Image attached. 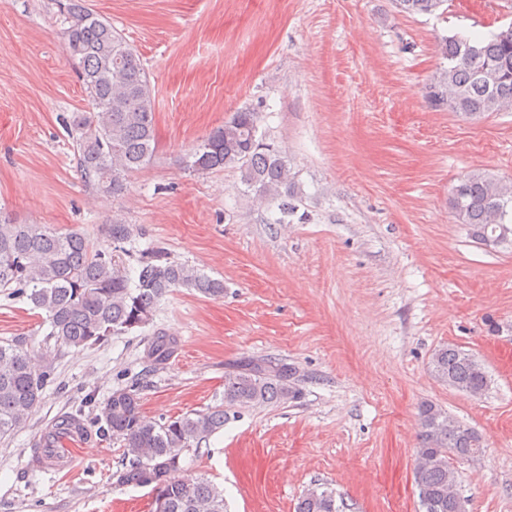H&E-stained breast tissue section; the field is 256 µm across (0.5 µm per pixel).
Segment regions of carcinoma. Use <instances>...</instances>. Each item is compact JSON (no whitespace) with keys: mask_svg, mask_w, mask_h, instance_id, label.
<instances>
[{"mask_svg":"<svg viewBox=\"0 0 512 512\" xmlns=\"http://www.w3.org/2000/svg\"><path fill=\"white\" fill-rule=\"evenodd\" d=\"M398 12L434 14L447 0H394ZM64 22L67 52L89 93L92 111L76 112L70 124L78 134L77 167L86 183L101 193L120 196L126 176L148 165L156 152L154 99L137 51L112 24L93 14L84 0H69ZM439 50L440 67L426 98L466 117L512 112V25L487 39L447 36ZM491 68L498 78L483 80ZM258 115L238 110L187 156L196 173L234 170L256 195L276 200L294 212L288 160L258 136ZM458 222L483 244L512 236V181L487 173L459 180L450 198ZM107 246H97L76 231L46 224H15L0 219V289L23 297L45 314L46 342L84 348L148 325L158 302L176 288H193L220 299L224 282L171 261L162 251L140 254L136 276L120 269L118 254H129L128 224H111ZM176 340L160 331L150 348L152 361L164 364ZM431 372L449 387L476 397L489 387L485 366L469 351L448 345L431 358ZM53 373L52 360H36L16 343L0 344V440L26 423L42 399ZM296 368L282 363L247 364L224 377V403L205 412L163 422L144 418L131 389L114 391L100 417V431L123 442L129 464L115 472L116 483L140 486L145 472L156 479L152 503L163 512H225L224 493L206 477L192 483L179 478L185 452L201 447L224 428L228 413L295 401L302 396ZM418 466L414 483L422 512H454L461 497L456 464L482 453L479 433L433 404L419 410ZM296 512H344L334 489L314 484L300 496Z\"/></svg>","mask_w":512,"mask_h":512,"instance_id":"carcinoma-1","label":"carcinoma"}]
</instances>
